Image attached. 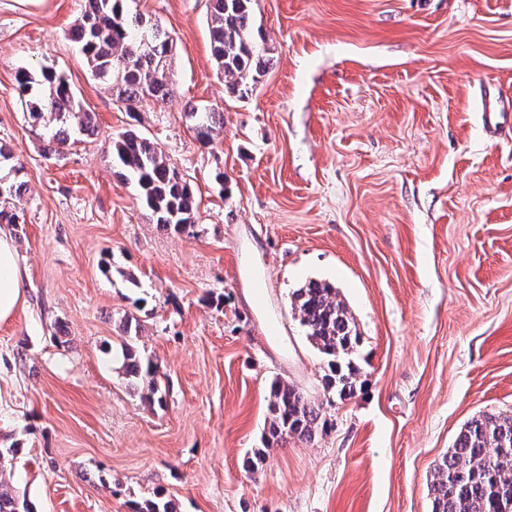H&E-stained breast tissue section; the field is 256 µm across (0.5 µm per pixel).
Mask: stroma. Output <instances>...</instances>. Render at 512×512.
Returning <instances> with one entry per match:
<instances>
[{"instance_id":"obj_1","label":"stroma","mask_w":512,"mask_h":512,"mask_svg":"<svg viewBox=\"0 0 512 512\" xmlns=\"http://www.w3.org/2000/svg\"><path fill=\"white\" fill-rule=\"evenodd\" d=\"M126 6L174 39V97L134 115L65 37L82 0H0V179L24 185L0 228L22 275L0 323V447L17 449L0 477L33 512H432L464 425L512 414V0H257L274 54L243 99L216 73L210 0ZM43 66L97 127L58 155L17 92ZM196 104L224 115L212 143ZM129 129L189 181L186 232L115 174ZM311 279L361 334L343 401L292 309ZM128 316L163 407L127 385ZM275 378L325 424L249 472Z\"/></svg>"}]
</instances>
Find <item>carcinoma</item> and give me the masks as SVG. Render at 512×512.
I'll use <instances>...</instances> for the list:
<instances>
[{"mask_svg":"<svg viewBox=\"0 0 512 512\" xmlns=\"http://www.w3.org/2000/svg\"><path fill=\"white\" fill-rule=\"evenodd\" d=\"M71 38L79 44L91 75L112 92L129 112L145 101L164 102L175 93L171 79V39L158 24L128 16L126 0H89ZM255 0H211L210 42L218 73L229 93L245 97L254 90L272 61L261 28L255 26ZM19 96L41 89L29 108L37 118L68 122L91 136L95 124L75 102L65 77L52 67L28 69L16 77ZM187 116L199 142L208 144L224 125V115L193 106ZM112 166L132 186L157 227L183 232L194 224L196 200L190 183L150 140L128 131L112 140ZM292 306L312 346L325 359L326 389L344 400L353 395L360 368L355 354L361 336L353 314L332 283L310 280L292 293ZM138 336L124 337L123 368L128 385L142 400L163 406L156 366L137 350ZM264 448L288 437L310 438L322 408L294 385L270 383ZM432 512H512V415L484 413L467 422L456 442L436 465L430 484ZM0 512H29L27 502L5 489L0 470Z\"/></svg>","mask_w":512,"mask_h":512,"instance_id":"1","label":"carcinoma"}]
</instances>
